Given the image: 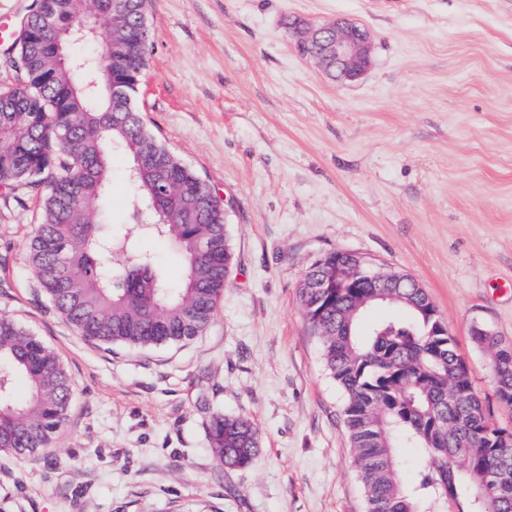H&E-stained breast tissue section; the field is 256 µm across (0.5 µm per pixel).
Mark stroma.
<instances>
[{
  "mask_svg": "<svg viewBox=\"0 0 512 512\" xmlns=\"http://www.w3.org/2000/svg\"><path fill=\"white\" fill-rule=\"evenodd\" d=\"M364 26L372 64L340 82L288 22ZM136 104L224 202L230 273L192 340L141 348L77 335L24 252L37 202L0 192V317L70 375L42 454L0 452L9 512H365L344 396L299 302L308 266L351 251L413 277L455 338L472 387L512 433L481 325L512 340V0H151ZM112 157L111 224L131 209ZM249 418L260 448L222 467L212 414Z\"/></svg>",
  "mask_w": 512,
  "mask_h": 512,
  "instance_id": "obj_1",
  "label": "stroma"
}]
</instances>
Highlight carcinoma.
I'll list each match as a JSON object with an SVG mask.
<instances>
[{
    "label": "carcinoma",
    "mask_w": 512,
    "mask_h": 512,
    "mask_svg": "<svg viewBox=\"0 0 512 512\" xmlns=\"http://www.w3.org/2000/svg\"><path fill=\"white\" fill-rule=\"evenodd\" d=\"M149 0H33L3 63L21 82L0 88V190L39 199L40 222L26 262L52 306L87 339L140 347L191 340L211 322L232 254L224 209L208 183L146 126L134 104L147 66ZM57 18L64 50L37 36ZM104 20L105 34L82 37L78 22ZM97 44L94 58L71 46ZM127 96L112 94V84ZM114 152L130 158L131 222L115 237L99 232ZM147 156L150 164L136 166ZM181 256L172 285L148 242ZM352 257L312 263L298 295L318 336L343 406L366 512H512V439L483 413L454 338L425 289L394 272L398 288L364 271L348 284ZM336 288H311L320 280ZM378 307L399 316L369 320ZM492 360L500 400L512 407V341L472 328ZM25 380L19 397L15 380ZM72 398L56 354L16 322L0 318V452L26 461L49 447ZM423 451L413 478L399 469L394 441ZM208 444L229 469L249 466L258 448L252 423L216 415Z\"/></svg>",
    "instance_id": "carcinoma-1"
}]
</instances>
